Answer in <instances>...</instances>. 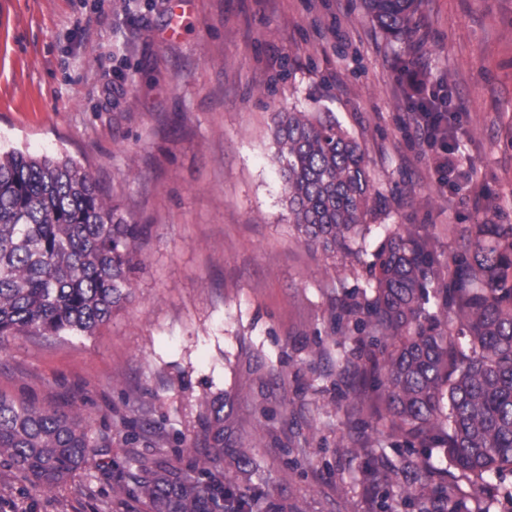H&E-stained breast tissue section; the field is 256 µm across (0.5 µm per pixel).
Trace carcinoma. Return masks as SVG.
Returning a JSON list of instances; mask_svg holds the SVG:
<instances>
[{"instance_id": "cac0c4a2", "label": "carcinoma", "mask_w": 512, "mask_h": 512, "mask_svg": "<svg viewBox=\"0 0 512 512\" xmlns=\"http://www.w3.org/2000/svg\"><path fill=\"white\" fill-rule=\"evenodd\" d=\"M386 38L412 29L418 0H362ZM288 223L299 238L368 268L371 281L336 300L331 315L357 333L351 415L372 378L376 422L424 450L438 448L451 480L485 488L512 472V224H450L459 250L443 272L437 242L412 224H383L366 248L382 193L361 144L328 113L283 112L275 128ZM148 225L130 223L71 158L0 152V338L91 336L128 301ZM97 447L88 425L0 394V458L34 490L52 491ZM407 461L367 469L368 483L398 480ZM430 466L411 494H430ZM236 478L183 475L168 465L119 475L149 512H253Z\"/></svg>"}]
</instances>
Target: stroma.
<instances>
[{
	"instance_id": "obj_1",
	"label": "stroma",
	"mask_w": 512,
	"mask_h": 512,
	"mask_svg": "<svg viewBox=\"0 0 512 512\" xmlns=\"http://www.w3.org/2000/svg\"><path fill=\"white\" fill-rule=\"evenodd\" d=\"M448 102L449 148L475 169L438 187L412 135L418 99ZM329 112L361 143L380 224L455 253L448 221L479 193L512 224V0H421L390 43L361 0H0V148L68 156L148 225L131 299L91 336L0 338V393L79 414L100 447L50 492L0 462V512H147L120 472L205 466L214 448L266 512H412L362 472L407 459L367 409L346 416L356 334L332 300L366 286L288 222L275 115ZM224 407V436L206 430Z\"/></svg>"
}]
</instances>
